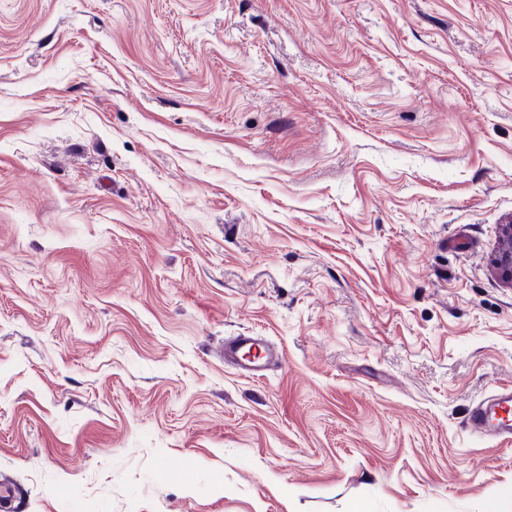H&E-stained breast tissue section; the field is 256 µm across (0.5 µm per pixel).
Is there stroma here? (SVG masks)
<instances>
[{"instance_id": "1", "label": "stroma", "mask_w": 512, "mask_h": 512, "mask_svg": "<svg viewBox=\"0 0 512 512\" xmlns=\"http://www.w3.org/2000/svg\"><path fill=\"white\" fill-rule=\"evenodd\" d=\"M511 216L512 0H0L10 512H512ZM495 273L512 287V217L502 224L501 245L492 258ZM264 355L255 358L246 357L251 350H260ZM224 355V363L235 367L240 373L252 377H264L266 371L273 364H280L282 357L272 348L266 345L261 336L239 334L224 341L221 348ZM467 427L473 433L493 441L512 439V386L500 387L476 404Z\"/></svg>"}]
</instances>
